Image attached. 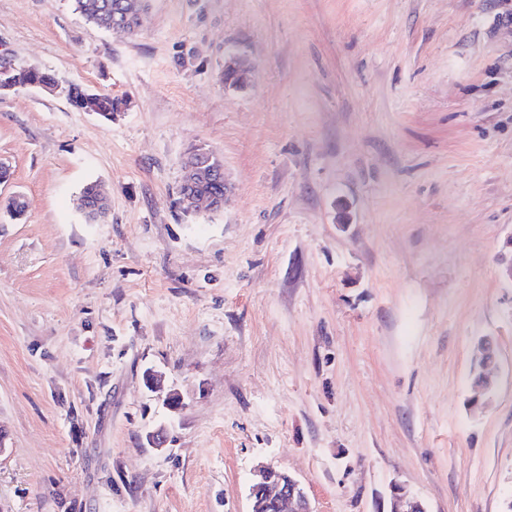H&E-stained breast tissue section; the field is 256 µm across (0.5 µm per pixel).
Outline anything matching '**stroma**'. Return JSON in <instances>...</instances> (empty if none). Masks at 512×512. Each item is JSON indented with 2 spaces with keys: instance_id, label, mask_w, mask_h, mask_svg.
<instances>
[{
  "instance_id": "obj_1",
  "label": "stroma",
  "mask_w": 512,
  "mask_h": 512,
  "mask_svg": "<svg viewBox=\"0 0 512 512\" xmlns=\"http://www.w3.org/2000/svg\"><path fill=\"white\" fill-rule=\"evenodd\" d=\"M3 53L59 90L0 93V512H249L262 463L314 512H505L512 0H150L133 36L0 0ZM201 144L231 192L187 216ZM66 98L77 111L93 112L103 121H112L114 115L128 107V100L123 97L94 93L81 84H72ZM392 491V500L395 504L394 512H417L418 509L425 512L424 506L420 501L411 496L405 487L399 483H392L390 486Z\"/></svg>"
}]
</instances>
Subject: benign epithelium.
Listing matches in <instances>:
<instances>
[{
    "instance_id": "obj_1",
    "label": "benign epithelium",
    "mask_w": 512,
    "mask_h": 512,
    "mask_svg": "<svg viewBox=\"0 0 512 512\" xmlns=\"http://www.w3.org/2000/svg\"><path fill=\"white\" fill-rule=\"evenodd\" d=\"M213 151L199 146L186 153L183 162V176L179 187L178 205L185 213L196 214L205 209L219 211L224 208V200L229 186L226 185L224 165L212 162ZM223 184V193L211 195L202 191V187L212 182ZM276 470L269 464L257 466L252 473L249 499L250 512H268L284 504L291 512H312L308 496L294 477L283 482L274 478ZM394 512H417L424 509L420 501L411 496L405 487L392 483Z\"/></svg>"
}]
</instances>
